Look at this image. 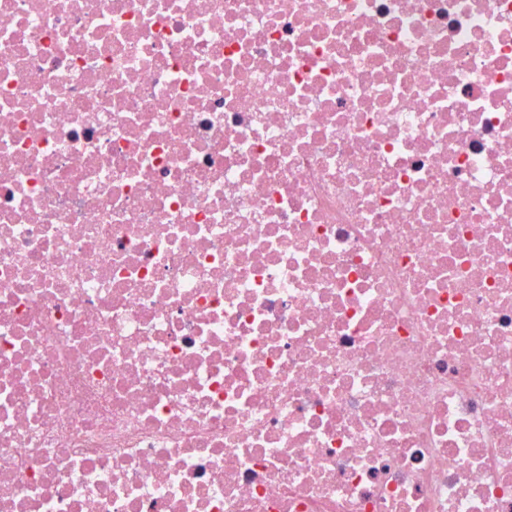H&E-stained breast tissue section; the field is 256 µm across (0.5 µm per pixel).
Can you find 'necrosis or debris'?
Masks as SVG:
<instances>
[{
    "label": "necrosis or debris",
    "mask_w": 512,
    "mask_h": 512,
    "mask_svg": "<svg viewBox=\"0 0 512 512\" xmlns=\"http://www.w3.org/2000/svg\"><path fill=\"white\" fill-rule=\"evenodd\" d=\"M0 512H512V0H0Z\"/></svg>",
    "instance_id": "1"
}]
</instances>
